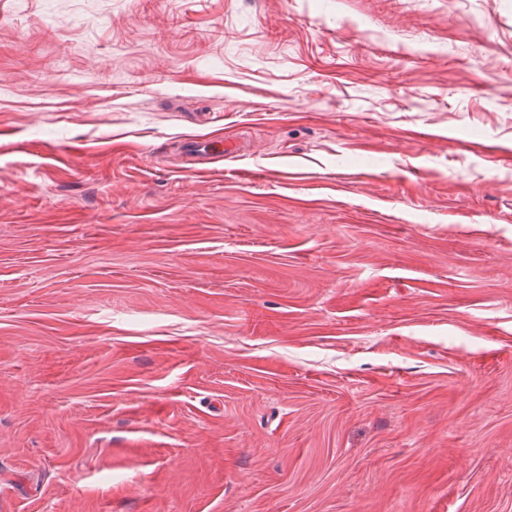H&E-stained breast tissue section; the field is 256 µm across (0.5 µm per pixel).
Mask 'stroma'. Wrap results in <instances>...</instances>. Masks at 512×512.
I'll return each mask as SVG.
<instances>
[{
	"label": "stroma",
	"mask_w": 512,
	"mask_h": 512,
	"mask_svg": "<svg viewBox=\"0 0 512 512\" xmlns=\"http://www.w3.org/2000/svg\"><path fill=\"white\" fill-rule=\"evenodd\" d=\"M0 512H512V0H0Z\"/></svg>",
	"instance_id": "35a3bbf8"
}]
</instances>
